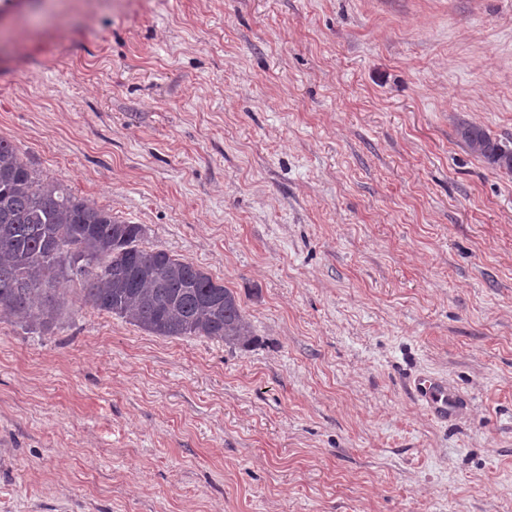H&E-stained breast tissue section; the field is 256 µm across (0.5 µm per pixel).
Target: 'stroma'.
<instances>
[{
	"label": "stroma",
	"mask_w": 512,
	"mask_h": 512,
	"mask_svg": "<svg viewBox=\"0 0 512 512\" xmlns=\"http://www.w3.org/2000/svg\"><path fill=\"white\" fill-rule=\"evenodd\" d=\"M464 121L512 145V0H0V137L255 335L0 311V512H512V173ZM459 135L472 154L484 158L493 167L512 173V149L499 143L483 128L462 124ZM414 390L428 415L445 422L466 408V400L441 376H420L414 382Z\"/></svg>",
	"instance_id": "35a3bbf8"
}]
</instances>
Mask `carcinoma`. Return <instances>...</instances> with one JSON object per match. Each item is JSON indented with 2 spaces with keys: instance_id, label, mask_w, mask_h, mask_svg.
<instances>
[{
  "instance_id": "obj_1",
  "label": "carcinoma",
  "mask_w": 512,
  "mask_h": 512,
  "mask_svg": "<svg viewBox=\"0 0 512 512\" xmlns=\"http://www.w3.org/2000/svg\"><path fill=\"white\" fill-rule=\"evenodd\" d=\"M469 151L512 173V149L463 124ZM129 224L63 185L47 181L0 137V307L45 326L64 300L58 285L78 281L86 302L164 337L204 336L229 345L253 339L234 292L163 249L143 250Z\"/></svg>"
}]
</instances>
